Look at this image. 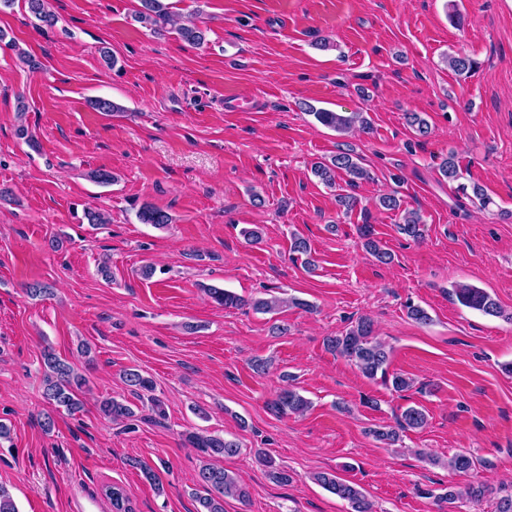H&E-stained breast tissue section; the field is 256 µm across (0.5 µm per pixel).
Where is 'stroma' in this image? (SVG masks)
I'll use <instances>...</instances> for the list:
<instances>
[{
  "instance_id": "35a3bbf8",
  "label": "stroma",
  "mask_w": 512,
  "mask_h": 512,
  "mask_svg": "<svg viewBox=\"0 0 512 512\" xmlns=\"http://www.w3.org/2000/svg\"><path fill=\"white\" fill-rule=\"evenodd\" d=\"M168 2L205 28L204 45L172 27L152 34L135 19L139 0H49L57 23L43 30L24 0L0 10V29L41 64L29 72L0 46V184L15 197L0 204V422L11 429L0 439V485L19 512H74L89 500L93 512H111L103 490L113 484L135 512H196L204 457L187 432L241 445L218 464L250 497L225 498L224 512H351L314 481L319 472L359 484L373 512H439L435 497L451 486L512 490V375L502 369L512 363V0ZM105 48L116 66L103 62ZM451 54L476 70L456 75ZM97 97L121 112L94 111ZM308 104L363 112L371 127L338 133ZM411 113L426 133L408 124ZM348 147L370 179L326 188L313 164ZM448 157L459 182L439 170ZM100 168L116 183L90 181ZM461 183L481 187L488 205L463 196ZM350 190L359 206L348 212L336 196ZM390 192L400 209L379 206ZM145 203L172 224L140 223ZM87 207L110 224L83 223ZM413 209L424 220L418 241L399 231ZM366 221L391 263L363 248ZM249 225L260 242L242 235ZM296 234L315 270L294 259ZM145 265L153 278L141 277ZM35 282L50 294L29 297ZM207 284L309 307L223 308ZM459 284L486 290L505 317L461 306ZM409 301L429 323L407 317ZM361 316L391 347V371L413 379L410 390L387 389L326 350L325 337ZM275 324L287 333L272 334ZM48 350L88 380L76 415L43 398ZM256 358L269 361L266 374L251 369ZM128 369L154 391L131 394ZM288 384L311 407L273 415L266 403ZM105 397L130 405L133 421L105 418ZM414 405L426 411L424 428L393 448L375 440L373 429ZM260 450L291 483L268 477ZM460 451L481 467L449 470Z\"/></svg>"
}]
</instances>
